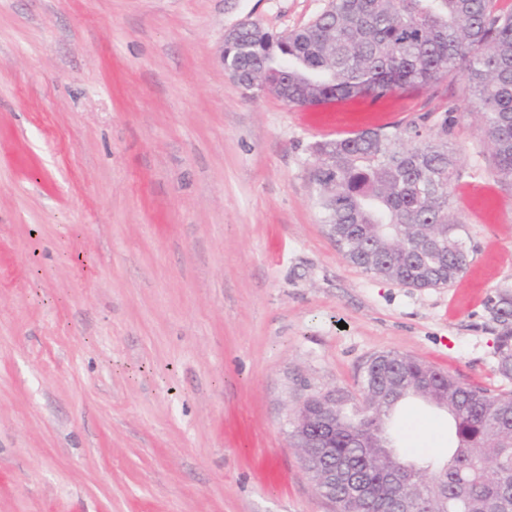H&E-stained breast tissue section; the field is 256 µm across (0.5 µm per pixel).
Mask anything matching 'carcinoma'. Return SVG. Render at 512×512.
Segmentation results:
<instances>
[{"label": "carcinoma", "instance_id": "carcinoma-1", "mask_svg": "<svg viewBox=\"0 0 512 512\" xmlns=\"http://www.w3.org/2000/svg\"><path fill=\"white\" fill-rule=\"evenodd\" d=\"M224 70L246 90L270 82L296 106L376 100L461 71L494 171L512 181V13L498 0H329L285 35L239 24L224 38ZM311 153L316 205L349 262L413 288L447 286L464 272L462 225L448 207L460 161L447 139L408 146L398 133L367 131L316 143ZM487 308L496 324L497 371L511 379L512 289L496 290ZM408 398L446 411L454 429L448 458L417 466L430 509L512 512V392L492 394L398 352L365 365L355 414L339 390L307 400L312 419L300 422L306 435L336 402V462L365 487L362 499L336 489L335 512H384L395 491L386 462L367 442L380 433L396 446L391 416Z\"/></svg>", "mask_w": 512, "mask_h": 512}]
</instances>
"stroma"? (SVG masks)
Returning <instances> with one entry per match:
<instances>
[{
    "label": "stroma",
    "instance_id": "1",
    "mask_svg": "<svg viewBox=\"0 0 512 512\" xmlns=\"http://www.w3.org/2000/svg\"><path fill=\"white\" fill-rule=\"evenodd\" d=\"M327 4L0 0V512H331L291 438L309 396L359 393L386 351L512 391L487 309L512 288V182L464 77L314 108L224 70L238 23ZM366 130L447 131L451 285L376 277L322 224L309 147ZM396 419L409 457L446 458V413Z\"/></svg>",
    "mask_w": 512,
    "mask_h": 512
}]
</instances>
